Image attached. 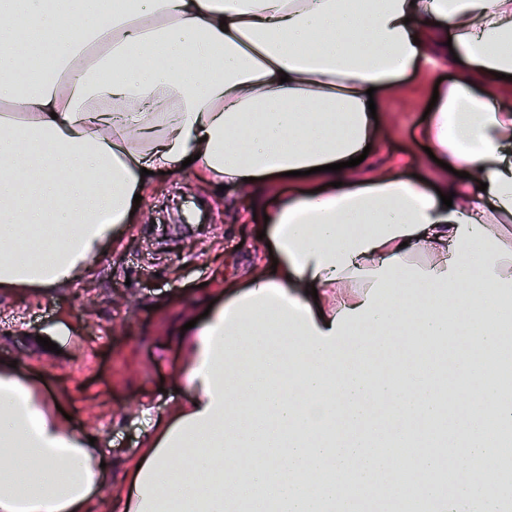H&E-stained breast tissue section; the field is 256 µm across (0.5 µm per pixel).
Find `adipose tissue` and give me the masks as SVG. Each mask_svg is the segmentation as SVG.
<instances>
[{
	"instance_id": "1",
	"label": "adipose tissue",
	"mask_w": 512,
	"mask_h": 512,
	"mask_svg": "<svg viewBox=\"0 0 512 512\" xmlns=\"http://www.w3.org/2000/svg\"><path fill=\"white\" fill-rule=\"evenodd\" d=\"M45 52L51 75L26 81ZM452 53L422 130L452 174L359 175L369 101ZM511 93L512 0H126L106 18L88 0H0V288L80 278L152 172L188 159L207 186L258 196L301 174L269 214L276 267L225 284L193 327L192 394L151 419L119 512H228L271 480L276 512H322L443 416L468 421V447L425 455L400 494L478 453L476 487L441 512L486 502L499 472L479 421L512 422L483 368L512 321ZM428 336L466 357L450 371L412 356ZM109 459L0 362V469L23 463L0 512H88Z\"/></svg>"
}]
</instances>
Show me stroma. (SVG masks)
I'll return each mask as SVG.
<instances>
[{"mask_svg": "<svg viewBox=\"0 0 512 512\" xmlns=\"http://www.w3.org/2000/svg\"><path fill=\"white\" fill-rule=\"evenodd\" d=\"M449 74L437 60L382 100L380 136L370 146L375 168L397 164L408 177L444 179L421 130L434 83ZM273 202L268 195L251 204L248 189L218 191L188 170L157 174L121 239L80 279L47 290H0V361H17L40 391L57 398L73 427L95 433L112 453L109 487L93 512H114L125 466L145 437L143 404L165 415L189 393L176 327L225 281L254 263L272 264L260 233ZM43 337L58 352L40 346Z\"/></svg>", "mask_w": 512, "mask_h": 512, "instance_id": "35a3bbf8", "label": "stroma"}]
</instances>
